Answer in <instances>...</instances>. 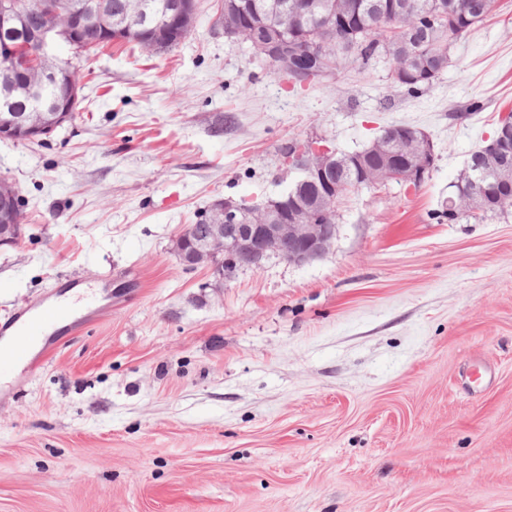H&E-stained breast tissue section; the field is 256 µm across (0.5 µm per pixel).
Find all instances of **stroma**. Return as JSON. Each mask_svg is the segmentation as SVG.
<instances>
[{"instance_id": "35a3bbf8", "label": "stroma", "mask_w": 512, "mask_h": 512, "mask_svg": "<svg viewBox=\"0 0 512 512\" xmlns=\"http://www.w3.org/2000/svg\"><path fill=\"white\" fill-rule=\"evenodd\" d=\"M214 14L164 53L97 52L70 123L0 140L25 215L0 320L65 279L105 307L0 376V512H512V218L439 215L512 111V0L416 96L381 66L290 86ZM392 124L433 169L346 198L323 258L222 284L176 259L215 201L287 189L292 140Z\"/></svg>"}]
</instances>
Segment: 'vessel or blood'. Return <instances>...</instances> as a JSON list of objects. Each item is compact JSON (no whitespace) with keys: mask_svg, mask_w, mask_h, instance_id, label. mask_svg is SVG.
<instances>
[{"mask_svg":"<svg viewBox=\"0 0 512 512\" xmlns=\"http://www.w3.org/2000/svg\"><path fill=\"white\" fill-rule=\"evenodd\" d=\"M77 315L73 305L61 300L37 313L27 307L21 308L0 323V334H11L14 339L11 353L6 356L0 354V366H27L30 347L43 342L45 337L53 335L61 326L75 324Z\"/></svg>","mask_w":512,"mask_h":512,"instance_id":"obj_1","label":"vessel or blood"}]
</instances>
